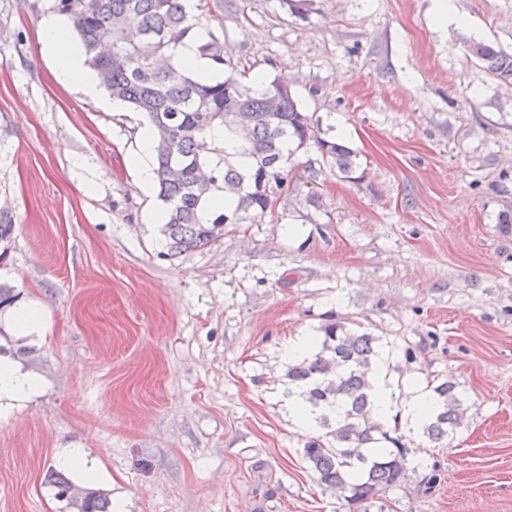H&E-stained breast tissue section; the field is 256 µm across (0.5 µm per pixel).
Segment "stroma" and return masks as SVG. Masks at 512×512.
<instances>
[{
    "label": "stroma",
    "instance_id": "stroma-1",
    "mask_svg": "<svg viewBox=\"0 0 512 512\" xmlns=\"http://www.w3.org/2000/svg\"><path fill=\"white\" fill-rule=\"evenodd\" d=\"M247 77L286 78L355 179L298 150L258 220L169 255L132 166L147 119L96 107L41 56L55 0H0V283L40 307L0 346L39 386L0 406V512H71L63 469L112 512H349L320 486L287 405L288 343L338 323L379 338L399 397L450 381L442 443L401 427L408 465L368 512H512V0H194ZM67 448L96 460L61 468ZM433 483H425L427 474ZM474 53L487 63V69L504 80L512 76V57L486 45L474 47Z\"/></svg>",
    "mask_w": 512,
    "mask_h": 512
}]
</instances>
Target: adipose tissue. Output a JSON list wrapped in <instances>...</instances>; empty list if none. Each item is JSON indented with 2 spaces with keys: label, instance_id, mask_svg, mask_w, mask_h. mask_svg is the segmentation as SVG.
<instances>
[{
  "label": "adipose tissue",
  "instance_id": "adipose-tissue-1",
  "mask_svg": "<svg viewBox=\"0 0 512 512\" xmlns=\"http://www.w3.org/2000/svg\"><path fill=\"white\" fill-rule=\"evenodd\" d=\"M42 44L58 57L59 76L63 82L78 85L92 103H99L102 87L96 74L84 65L83 50L74 42L68 30L54 19H45L40 28ZM434 410L432 393L422 387L410 389L403 406H396L387 385L384 369H377L373 378V416L385 425L396 424L405 417L411 425H421Z\"/></svg>",
  "mask_w": 512,
  "mask_h": 512
}]
</instances>
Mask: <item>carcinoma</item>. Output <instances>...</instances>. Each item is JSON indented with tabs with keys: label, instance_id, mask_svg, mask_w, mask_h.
I'll return each mask as SVG.
<instances>
[{
	"label": "carcinoma",
	"instance_id": "cac0c4a2",
	"mask_svg": "<svg viewBox=\"0 0 512 512\" xmlns=\"http://www.w3.org/2000/svg\"><path fill=\"white\" fill-rule=\"evenodd\" d=\"M56 8L70 18L88 64L112 99L144 115L154 128L158 199L170 254L207 246L223 235L226 223L262 217L270 203L256 192V182L264 178L284 190L292 156L310 142L343 177L356 172L357 154L320 136L288 80L277 76L254 87L241 80L242 71L226 59L218 38L199 34L200 21L186 0H56ZM187 39L197 42L200 57L222 78L202 79L181 66L176 51ZM102 42L112 45L108 59L99 55ZM474 53L490 72L512 77L511 56L486 45L475 46ZM235 112L249 113L252 129L229 153L208 135L218 126L236 131ZM220 186L235 203L211 219L205 203ZM378 342L369 333L332 324L316 340L315 352L287 371L289 384L300 390L305 408L317 413L316 425L329 437L308 441L303 459L320 485L364 510L399 482L407 460L400 438L371 420ZM433 393L435 409L421 431L440 442L461 425L465 400L453 382L437 385ZM50 480L57 496L77 512H109L108 499L97 492L70 497L73 485L62 472H51Z\"/></svg>",
	"mask_w": 512,
	"mask_h": 512
}]
</instances>
